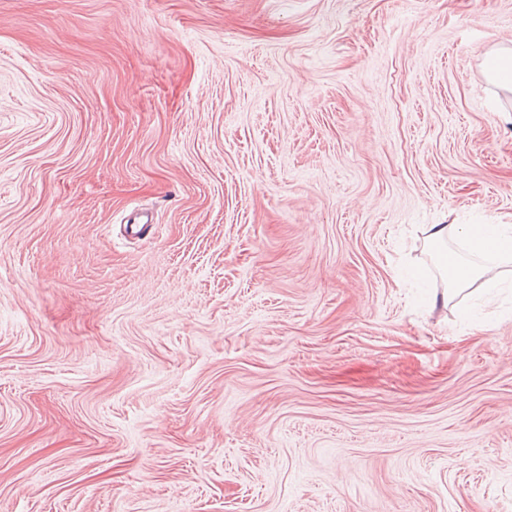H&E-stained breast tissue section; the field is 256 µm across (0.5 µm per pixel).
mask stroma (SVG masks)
<instances>
[{"mask_svg":"<svg viewBox=\"0 0 512 512\" xmlns=\"http://www.w3.org/2000/svg\"><path fill=\"white\" fill-rule=\"evenodd\" d=\"M512 0H0V512H512ZM151 220L138 237L124 227ZM484 66L490 82L512 91V47L501 46L487 52ZM511 224H433L429 237L435 241L448 237V233L461 235L471 250L481 256L493 258L511 255ZM442 268L448 277L451 290H464L472 282L486 277L488 268L486 266H472L464 264L459 257L452 252L441 256Z\"/></svg>","mask_w":512,"mask_h":512,"instance_id":"1","label":"stroma"}]
</instances>
